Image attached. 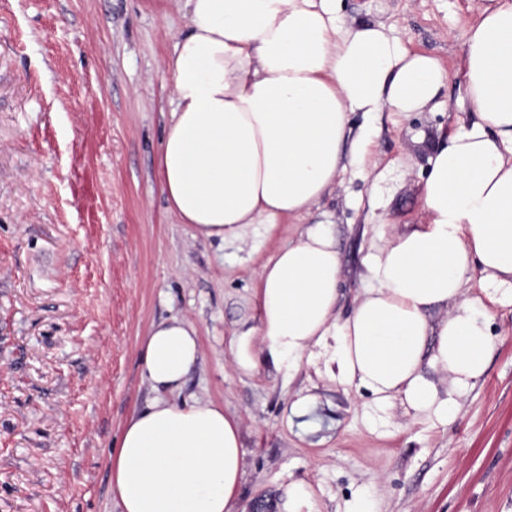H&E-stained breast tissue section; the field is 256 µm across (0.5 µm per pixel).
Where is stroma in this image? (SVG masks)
I'll list each match as a JSON object with an SVG mask.
<instances>
[{
	"mask_svg": "<svg viewBox=\"0 0 512 512\" xmlns=\"http://www.w3.org/2000/svg\"><path fill=\"white\" fill-rule=\"evenodd\" d=\"M487 0H341L347 21L393 28L448 73L425 112H353L364 170L348 168L301 220L205 240L169 212L158 150L165 70L182 0H0V512H116L110 457L156 397L138 355L151 327L198 329L203 362L181 399L241 424L247 512H281L305 483L311 512H512V307L494 306L484 376L440 425L330 379L318 356L275 366L260 334L258 272L308 226L341 258L338 312L365 284L377 230L423 223L429 158L474 112L462 107L463 33ZM250 335L260 364L230 365ZM309 397L311 411L289 420Z\"/></svg>",
	"mask_w": 512,
	"mask_h": 512,
	"instance_id": "obj_1",
	"label": "stroma"
}]
</instances>
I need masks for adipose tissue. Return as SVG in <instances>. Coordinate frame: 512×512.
Wrapping results in <instances>:
<instances>
[{
  "label": "adipose tissue",
  "instance_id": "adipose-tissue-1",
  "mask_svg": "<svg viewBox=\"0 0 512 512\" xmlns=\"http://www.w3.org/2000/svg\"><path fill=\"white\" fill-rule=\"evenodd\" d=\"M166 65L171 119L160 154L170 212L203 238L301 218L363 154L346 155L351 112L432 109L448 80L384 25L345 22L338 0H186ZM464 104L476 114L430 158L425 221L376 244L367 286L338 318L341 261L321 226L259 272L261 338L296 367L323 350L339 383L376 405L447 423L495 342L484 298L512 301V0L464 32ZM484 298H468L472 276ZM201 359L196 326L154 325L140 350L157 397L132 415L112 456L120 512H239L238 418L172 401Z\"/></svg>",
  "mask_w": 512,
  "mask_h": 512
}]
</instances>
